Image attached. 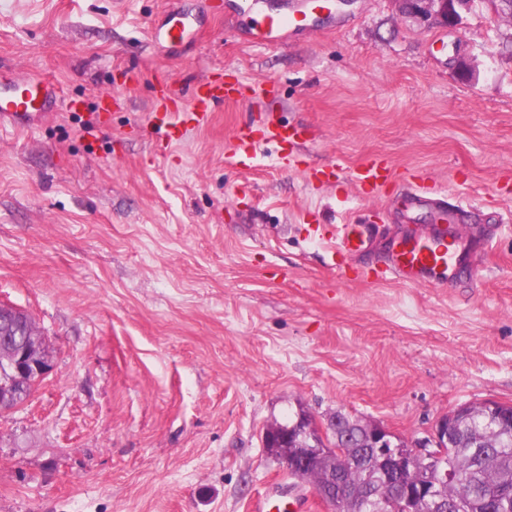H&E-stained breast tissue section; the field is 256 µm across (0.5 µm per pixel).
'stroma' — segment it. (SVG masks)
<instances>
[{
    "mask_svg": "<svg viewBox=\"0 0 512 512\" xmlns=\"http://www.w3.org/2000/svg\"><path fill=\"white\" fill-rule=\"evenodd\" d=\"M242 6L0 0V65L75 102L0 130V302L53 364L0 414V512H252L280 488L327 512L267 456V425L339 411L416 439L458 405L512 403V23L488 0L454 33L351 0L258 45ZM173 9L208 21L156 46ZM219 71L252 91L167 142L157 79ZM275 124L298 153L259 140L231 163L241 128ZM374 154L394 173L379 192L308 177ZM416 183L457 214L468 259L446 287L376 282L381 240L333 253L339 224L429 234L435 210L405 204Z\"/></svg>",
    "mask_w": 512,
    "mask_h": 512,
    "instance_id": "35a3bbf8",
    "label": "stroma"
}]
</instances>
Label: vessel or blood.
Returning <instances> with one entry per match:
<instances>
[{"instance_id":"1","label":"vessel or blood","mask_w":512,"mask_h":512,"mask_svg":"<svg viewBox=\"0 0 512 512\" xmlns=\"http://www.w3.org/2000/svg\"><path fill=\"white\" fill-rule=\"evenodd\" d=\"M254 43L269 44L283 38L291 27L303 26V19L288 18L248 8ZM199 16L173 12L155 33L154 40L170 47L195 35L201 26ZM248 86L244 80L216 73L198 83L188 95H181L173 82L163 81L155 88L153 122L168 139L180 138L188 123H204L215 106L242 98ZM74 108V101L64 100L59 86L47 77H27L16 83H0V126L14 129L30 128L35 121L59 107ZM347 175L363 193L383 187L393 177L389 162L372 157L347 170L340 163L314 167L313 180L328 182ZM373 224H340L332 242L333 248L351 257L366 252L377 239ZM461 235L453 225L452 214H445L428 235L408 234L391 240L388 261L376 273L377 279L395 281L426 288H441L448 282V268L460 262Z\"/></svg>"}]
</instances>
